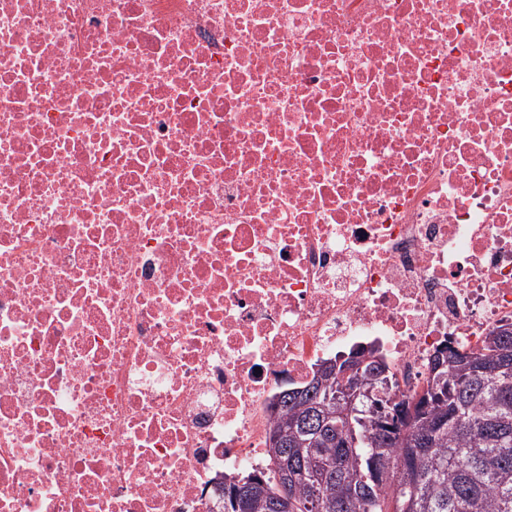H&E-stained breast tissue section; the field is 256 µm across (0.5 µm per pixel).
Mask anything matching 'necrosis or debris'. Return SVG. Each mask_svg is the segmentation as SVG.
Instances as JSON below:
<instances>
[{
  "instance_id": "4bbe7bcc",
  "label": "necrosis or debris",
  "mask_w": 512,
  "mask_h": 512,
  "mask_svg": "<svg viewBox=\"0 0 512 512\" xmlns=\"http://www.w3.org/2000/svg\"><path fill=\"white\" fill-rule=\"evenodd\" d=\"M512 322V0H0V512H216L270 402Z\"/></svg>"
}]
</instances>
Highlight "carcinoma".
<instances>
[{"label": "carcinoma", "instance_id": "carcinoma-1", "mask_svg": "<svg viewBox=\"0 0 512 512\" xmlns=\"http://www.w3.org/2000/svg\"><path fill=\"white\" fill-rule=\"evenodd\" d=\"M375 353L336 356L356 413L327 401L342 387L331 373L275 394L268 467L232 476L254 492L222 512H512V325L475 350L439 348L405 398Z\"/></svg>", "mask_w": 512, "mask_h": 512}]
</instances>
